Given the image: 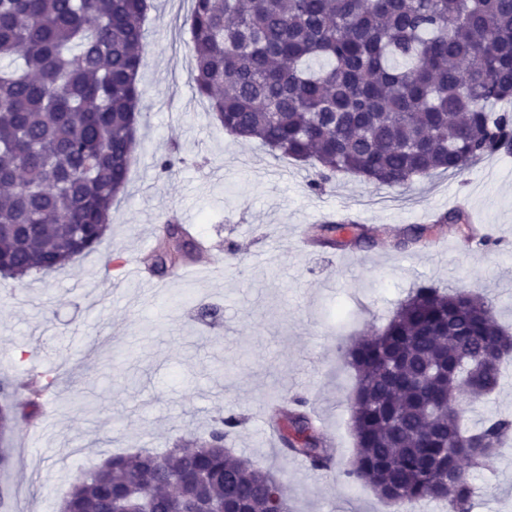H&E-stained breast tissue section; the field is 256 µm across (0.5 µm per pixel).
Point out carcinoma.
<instances>
[{"instance_id": "1", "label": "carcinoma", "mask_w": 512, "mask_h": 512, "mask_svg": "<svg viewBox=\"0 0 512 512\" xmlns=\"http://www.w3.org/2000/svg\"><path fill=\"white\" fill-rule=\"evenodd\" d=\"M191 79L224 132L330 175L405 189L416 177L460 174L512 146V0H191ZM150 0H0V274H49L97 249L127 183L141 118L143 25ZM410 226L395 244L423 240ZM338 250L377 244L365 226L318 225ZM197 240L173 219L159 252L173 273ZM512 333L479 294L415 288L385 327L343 355L356 454L346 476L397 510L425 500L470 512L474 476L512 440V417L475 428L449 406L502 385ZM55 378L23 396L0 387V442L34 418ZM271 419L283 450L314 471L335 452L302 402ZM242 424L220 417L192 448L113 455L71 484L59 512H288L274 472L232 457Z\"/></svg>"}]
</instances>
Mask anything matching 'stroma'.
Here are the masks:
<instances>
[{"label":"stroma","instance_id":"1","mask_svg":"<svg viewBox=\"0 0 512 512\" xmlns=\"http://www.w3.org/2000/svg\"><path fill=\"white\" fill-rule=\"evenodd\" d=\"M152 4L138 145L103 243L50 276H0V382L60 372L44 416L17 422L7 439L13 466L0 485L12 491V512H58L79 473L114 454H162L205 439L228 412L242 424L226 447L276 472L289 512H391L345 475L357 376L341 346L380 330L423 282L492 296L498 323L512 330V152L403 190L348 173L313 190L312 164L232 138L196 95L190 0ZM166 157L176 160L169 172L159 167ZM462 199L487 225L488 245L465 247L464 229L450 224L440 231L443 257L393 248L407 225ZM340 208L385 227L384 242L356 252L295 249L298 233ZM169 214L193 225L211 253L185 259L190 279L130 280L134 265L152 264ZM284 395L321 415L337 448L332 470L304 473L272 447L260 411ZM457 406L470 424L512 413V370L490 401L462 393ZM475 487L471 512H512V448L488 461Z\"/></svg>","mask_w":512,"mask_h":512}]
</instances>
